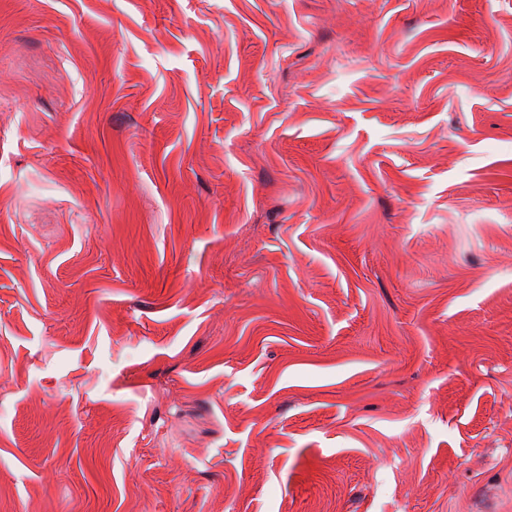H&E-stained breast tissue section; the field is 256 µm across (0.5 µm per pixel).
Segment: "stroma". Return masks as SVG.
Masks as SVG:
<instances>
[{"mask_svg":"<svg viewBox=\"0 0 512 512\" xmlns=\"http://www.w3.org/2000/svg\"><path fill=\"white\" fill-rule=\"evenodd\" d=\"M0 512H512V0H0Z\"/></svg>","mask_w":512,"mask_h":512,"instance_id":"1","label":"stroma"}]
</instances>
